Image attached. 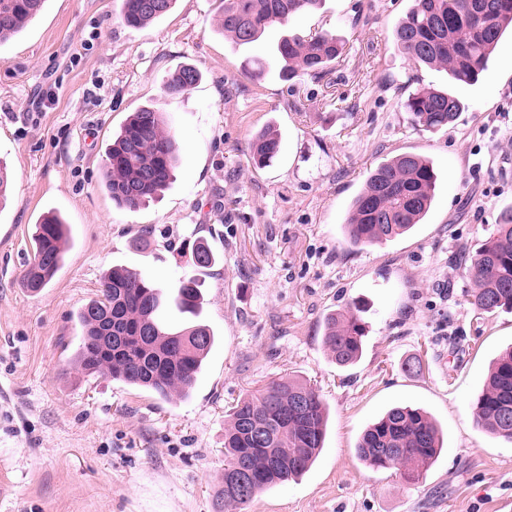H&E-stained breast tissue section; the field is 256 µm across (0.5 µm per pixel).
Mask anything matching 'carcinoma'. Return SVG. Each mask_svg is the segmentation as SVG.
<instances>
[{
	"instance_id": "1",
	"label": "carcinoma",
	"mask_w": 512,
	"mask_h": 512,
	"mask_svg": "<svg viewBox=\"0 0 512 512\" xmlns=\"http://www.w3.org/2000/svg\"><path fill=\"white\" fill-rule=\"evenodd\" d=\"M45 0H0V44L9 40L38 15ZM321 0H224L216 26L239 45L257 41L271 26L315 9ZM175 0H121L120 15L131 28H141L166 15ZM512 31V0H413L411 9L395 26L397 50L415 64L440 67L457 82L471 83ZM346 43L331 32L311 37L283 36L276 56L283 62L287 81L310 76L323 78L330 65L345 53ZM200 79L199 71L182 65L170 74L166 89L181 94ZM412 122L426 130L453 125L462 103L451 94L420 87L404 102ZM177 137L164 117L149 108L130 114L106 149L104 188L119 207L137 210L164 189L174 176ZM253 161L268 165L280 151L276 131L266 129L253 141ZM437 176L431 162L404 153L379 164L367 177L343 224L348 246L382 244L421 223L435 198ZM11 172L0 158V204L11 190ZM33 259L22 285L30 292L45 288L64 263L70 242L69 224L53 210L34 225ZM189 263L197 271L216 264L204 240L195 242ZM466 276L473 284L472 301L481 311L512 310V208L501 212L490 235L467 252ZM201 281L187 276L174 298L140 272L123 266L103 278L100 295L86 303L77 319L82 337L75 362L87 374H107L115 380L148 389L163 400L186 397L213 343L212 329L187 320L174 326L163 318L173 304L183 314L197 316ZM112 319V335L123 338L112 349V359L91 365L86 337L97 334L101 321ZM366 325L355 310L326 317L322 345L340 367L359 360ZM474 419L488 433L512 441V347L493 361L487 382L474 407ZM263 426L264 445L253 442L247 426ZM326 406L307 383L292 378L268 384L256 394L241 397L231 408L224 427V507L239 509L262 491L302 475L323 448ZM443 440L436 422L425 411L410 406L389 408L363 432L356 452L373 469L396 468L410 484L437 460ZM245 466L252 487L245 493L235 486L237 467Z\"/></svg>"
}]
</instances>
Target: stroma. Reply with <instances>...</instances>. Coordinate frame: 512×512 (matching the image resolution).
<instances>
[{"instance_id":"1","label":"stroma","mask_w":512,"mask_h":512,"mask_svg":"<svg viewBox=\"0 0 512 512\" xmlns=\"http://www.w3.org/2000/svg\"><path fill=\"white\" fill-rule=\"evenodd\" d=\"M412 0H323L249 45L216 27L222 0H177L133 29L120 0H47L0 45V155L14 176L0 210V512H218L230 407L270 381L298 378L329 407L325 446L297 481L241 512H512V443L478 427L472 406L492 360L512 346V312L485 313L456 257L512 206V38L472 84L415 65L391 33ZM336 33L345 56L329 75L284 81L281 35ZM269 63L261 80L250 60ZM202 79L169 94L168 74ZM464 105L454 125L415 126L403 103L419 87ZM52 93V106L41 94ZM160 112L179 162L161 196L135 212L101 186L104 150L130 112ZM272 128L280 154L251 157ZM439 176L424 224L394 241L349 248L348 205L369 172L402 153ZM73 229L64 268L40 293L20 288L31 231L46 208ZM205 239L211 269L188 266ZM126 266L175 293L202 283L200 321L216 343L191 395L162 400L74 362L77 310ZM357 308L361 360L337 367L321 344L332 312ZM416 357L422 368L402 365ZM395 404L428 411L445 449L418 483L374 470L355 448Z\"/></svg>"}]
</instances>
